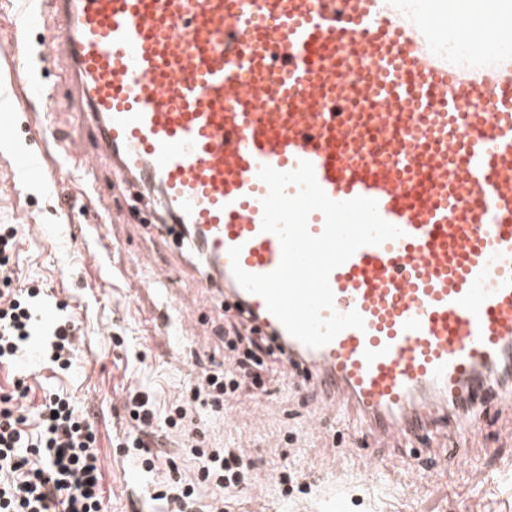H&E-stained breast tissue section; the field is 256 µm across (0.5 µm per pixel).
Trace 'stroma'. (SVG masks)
I'll use <instances>...</instances> for the list:
<instances>
[{
    "label": "stroma",
    "instance_id": "1",
    "mask_svg": "<svg viewBox=\"0 0 512 512\" xmlns=\"http://www.w3.org/2000/svg\"><path fill=\"white\" fill-rule=\"evenodd\" d=\"M45 29L30 19L29 0H0V225L34 227L20 236L10 266L14 285L44 294L36 314L37 334L16 365L0 370V388L9 377L30 386V406L46 394L70 396L98 434L107 512H172L155 500V486L170 470L194 477L198 461L188 445L248 446L252 474L248 490L225 496L224 512H512V400L486 406L478 431L468 437L435 438L414 460L393 448H377L353 430L351 417L331 416L330 436L309 427L320 402L312 390L288 384L283 374L265 376V390L245 385L223 407L198 409L185 432H169L170 407L198 384L203 371L226 365L224 331L229 322L220 295L204 290L203 276L174 240L158 237L130 196L115 192L116 177L100 165L95 188L110 210L93 217L80 166L50 152L46 139L62 135L93 150L90 123L69 108L67 72L44 54ZM50 89L53 109L36 99L12 106L14 92ZM43 135H34L35 125ZM42 154L47 179L25 184L8 164L10 153ZM120 239L123 252L106 243ZM168 270L172 291L183 297L186 325L182 350H168L156 337L154 302L140 288L144 270L138 256ZM68 311L80 336L71 366L47 364L40 331ZM148 393L157 407L153 431L145 437L158 454L156 468L138 469L119 443L134 424L126 402ZM464 448L461 465L444 463L448 449ZM289 484H282V474Z\"/></svg>",
    "mask_w": 512,
    "mask_h": 512
}]
</instances>
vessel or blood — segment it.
Returning <instances> with one entry per match:
<instances>
[{"instance_id": "b4317fda", "label": "vessel or blood", "mask_w": 512, "mask_h": 512, "mask_svg": "<svg viewBox=\"0 0 512 512\" xmlns=\"http://www.w3.org/2000/svg\"><path fill=\"white\" fill-rule=\"evenodd\" d=\"M77 112L87 176L108 159L162 232L179 230L224 305L264 337L287 380L350 407L374 443L414 456L438 424L475 427L512 397V58L454 65L386 0H45ZM473 36L480 12L453 15ZM468 113L474 135L449 138ZM418 129L420 139L408 140ZM311 162L336 201L377 200L400 238L358 249L329 283L350 328L320 348L293 338L228 255L253 274L281 260L262 231L258 170ZM13 166L29 181L41 156Z\"/></svg>"}]
</instances>
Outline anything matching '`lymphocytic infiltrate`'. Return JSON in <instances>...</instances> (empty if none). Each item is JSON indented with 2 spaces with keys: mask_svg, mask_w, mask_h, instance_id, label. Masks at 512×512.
Listing matches in <instances>:
<instances>
[{
  "mask_svg": "<svg viewBox=\"0 0 512 512\" xmlns=\"http://www.w3.org/2000/svg\"><path fill=\"white\" fill-rule=\"evenodd\" d=\"M18 243V228L0 226V364L12 365L32 335L31 300L36 289H12L5 268ZM224 347L235 352L230 367L207 373L201 394L226 395L249 383L263 388L262 375L270 351L263 338L228 335ZM30 389L16 381L11 392L0 394V512H106L97 436L91 423L77 416L67 396L44 397L35 421L24 414L23 399ZM196 480H176L178 512H192L198 486H208L216 499L243 490L248 470L239 449L198 451Z\"/></svg>",
  "mask_w": 512,
  "mask_h": 512,
  "instance_id": "obj_1",
  "label": "lymphocytic infiltrate"
}]
</instances>
